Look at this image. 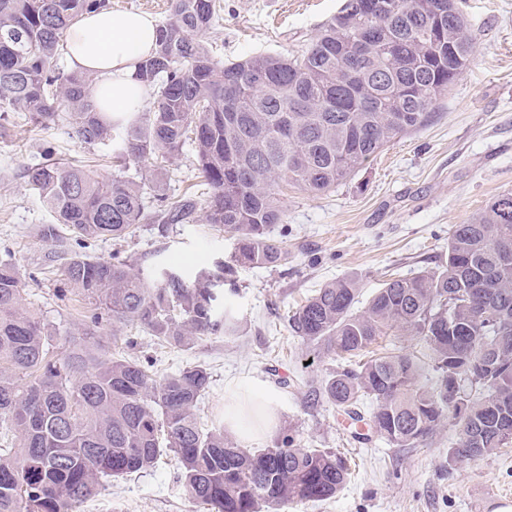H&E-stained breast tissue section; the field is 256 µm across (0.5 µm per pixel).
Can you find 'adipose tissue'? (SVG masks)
I'll list each match as a JSON object with an SVG mask.
<instances>
[{"label": "adipose tissue", "mask_w": 512, "mask_h": 512, "mask_svg": "<svg viewBox=\"0 0 512 512\" xmlns=\"http://www.w3.org/2000/svg\"><path fill=\"white\" fill-rule=\"evenodd\" d=\"M158 23L141 12L100 10L82 15L70 28L65 55L72 71L94 78L99 111L128 121L151 97L137 77L139 64L156 49ZM271 393L252 386L231 393L224 404V427L243 442L269 436L278 424Z\"/></svg>", "instance_id": "ef3b65f1"}]
</instances>
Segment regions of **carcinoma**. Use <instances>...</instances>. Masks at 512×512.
<instances>
[{"label": "carcinoma", "mask_w": 512, "mask_h": 512, "mask_svg": "<svg viewBox=\"0 0 512 512\" xmlns=\"http://www.w3.org/2000/svg\"><path fill=\"white\" fill-rule=\"evenodd\" d=\"M106 0H0V116L20 112L35 126L65 116L89 146L116 147L122 169L108 179L81 167L39 163L26 185L60 229L87 246L121 241L136 226L194 224L229 234L231 261L191 276L165 269L152 280L118 257L54 252L61 291L80 293L88 320L61 357L47 349L55 329L25 303L22 274L0 260V512H80L111 481L152 471L173 455L187 494L208 512H283L295 501L333 498L347 480L335 453L302 448L292 431L272 448H242L224 426L198 421L210 373L200 365L156 375L142 361L109 354L96 337L138 326L189 349L235 336L238 318L224 285L239 265L279 267L288 249L269 228L283 221L280 185L324 193L353 177L385 146L425 126L455 85L473 47L459 0H344L305 51L216 59L203 35L215 0H172L154 55L139 76L154 87L153 110L136 114L121 138L97 111L94 79L58 67L61 47L83 13ZM264 81L256 80V75ZM66 112L59 114L60 106ZM194 147L205 206L194 196H157L130 166L154 161L151 180L186 143ZM512 192L453 226L441 267L382 284L359 310L354 278L319 288L289 317L294 332L326 356L346 359L315 387L354 421L360 400L374 404V432L397 448L426 440L448 420L459 438L448 462L477 459L512 444ZM416 336L432 352L436 386L418 385L410 352L367 355L391 332Z\"/></svg>", "instance_id": "obj_1"}]
</instances>
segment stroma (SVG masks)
Segmentation results:
<instances>
[{
	"label": "stroma",
	"instance_id": "1",
	"mask_svg": "<svg viewBox=\"0 0 512 512\" xmlns=\"http://www.w3.org/2000/svg\"><path fill=\"white\" fill-rule=\"evenodd\" d=\"M343 0H220L219 16L204 36L212 55L232 61L259 54H295L308 48ZM473 57L429 122L385 147L352 179L315 195L295 188L280 197L282 223L271 236L288 251L279 268L241 267L231 301L240 322L235 336H214L177 351L148 333L129 331L124 353L155 362L164 372L186 365L209 369L211 386L199 403L204 427L224 422L231 387L255 384L276 403L278 432L293 430L302 447L339 454L346 484L326 501L288 504L284 512H512V447L470 461L449 462L459 429L442 426L414 448L362 439L329 402L313 406L305 393L336 363L296 336L287 318L327 282L357 278L361 301L383 280L410 278L440 265L454 225L478 216L487 202L512 192V0H463ZM94 173L115 174L109 148L80 143L55 121L34 127L13 120L0 136V257L25 273L26 303L54 325L49 351L63 353L64 335L81 319L80 296L58 298L56 275L41 225L51 215L30 193L23 173L45 150ZM191 146L169 163L165 192L199 190ZM122 251L148 274L181 266L199 270L231 255L233 241L210 225H139L123 244L100 239L89 255L111 259ZM81 512H207L184 491L173 462L109 484Z\"/></svg>",
	"mask_w": 512,
	"mask_h": 512
}]
</instances>
